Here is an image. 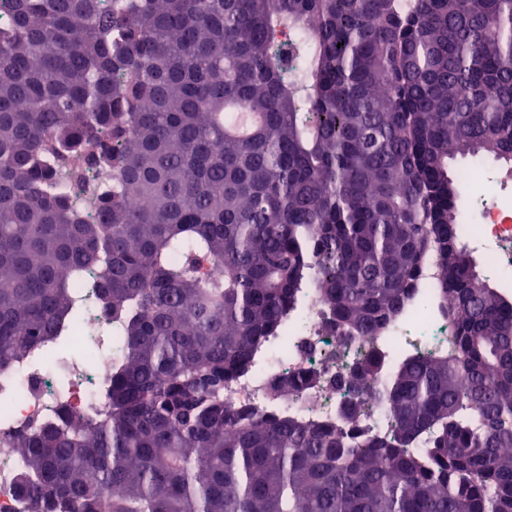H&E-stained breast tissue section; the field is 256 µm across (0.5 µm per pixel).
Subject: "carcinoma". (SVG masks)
Listing matches in <instances>:
<instances>
[{
  "mask_svg": "<svg viewBox=\"0 0 512 512\" xmlns=\"http://www.w3.org/2000/svg\"><path fill=\"white\" fill-rule=\"evenodd\" d=\"M486 155L512 0H0V372L92 270L115 353L93 436H12L31 512H512V298L456 233L452 161ZM431 254L452 353L387 376L388 433L224 400L303 288L376 336Z\"/></svg>",
  "mask_w": 512,
  "mask_h": 512,
  "instance_id": "carcinoma-1",
  "label": "carcinoma"
}]
</instances>
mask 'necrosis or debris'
<instances>
[{
  "instance_id": "1",
  "label": "necrosis or debris",
  "mask_w": 512,
  "mask_h": 512,
  "mask_svg": "<svg viewBox=\"0 0 512 512\" xmlns=\"http://www.w3.org/2000/svg\"><path fill=\"white\" fill-rule=\"evenodd\" d=\"M461 180L469 194L459 215V230L478 254L484 269L497 280L512 279V187L504 185L482 160L463 168ZM437 262L427 269L406 301L401 315L385 325L374 342L356 339L337 326L331 310L306 288L289 312L281 334L270 337L254 358L252 369L225 387V396L242 406L271 407L304 421L343 422L351 396L348 381L366 349H373L384 372H391L400 354L416 351L426 337L425 351H450L448 308L436 278ZM85 330L97 332L93 358L59 360L44 346L31 349L0 373V416L12 429L34 430L52 422L59 409L85 417L96 427L107 403L105 384L112 371V325L103 312L87 314ZM297 387L298 396L279 398L282 383ZM0 435V512H28L16 476L24 460L9 452Z\"/></svg>"
}]
</instances>
